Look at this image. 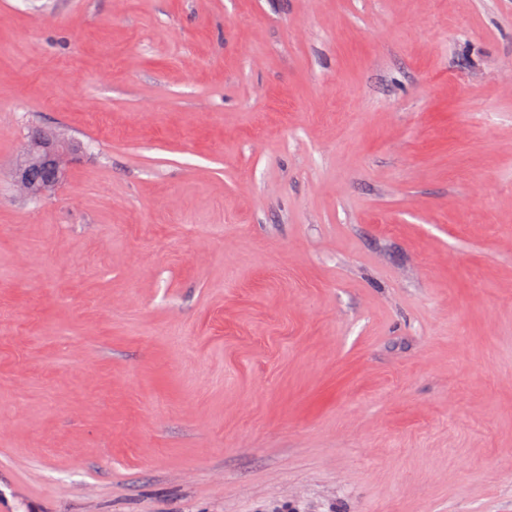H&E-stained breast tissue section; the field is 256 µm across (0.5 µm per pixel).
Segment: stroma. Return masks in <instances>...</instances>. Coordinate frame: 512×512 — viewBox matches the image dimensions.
I'll return each mask as SVG.
<instances>
[{
    "label": "stroma",
    "instance_id": "stroma-1",
    "mask_svg": "<svg viewBox=\"0 0 512 512\" xmlns=\"http://www.w3.org/2000/svg\"><path fill=\"white\" fill-rule=\"evenodd\" d=\"M510 56L512 0H0V512H512ZM70 150L51 133L36 129L13 170L19 189L34 198L54 191L65 176Z\"/></svg>",
    "mask_w": 512,
    "mask_h": 512
}]
</instances>
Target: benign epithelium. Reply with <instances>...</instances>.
Wrapping results in <instances>:
<instances>
[{"label": "benign epithelium", "instance_id": "benign-epithelium-1", "mask_svg": "<svg viewBox=\"0 0 512 512\" xmlns=\"http://www.w3.org/2000/svg\"><path fill=\"white\" fill-rule=\"evenodd\" d=\"M71 147L54 135L37 129L13 170L19 189L31 197H42L55 190L66 173V157Z\"/></svg>", "mask_w": 512, "mask_h": 512}]
</instances>
